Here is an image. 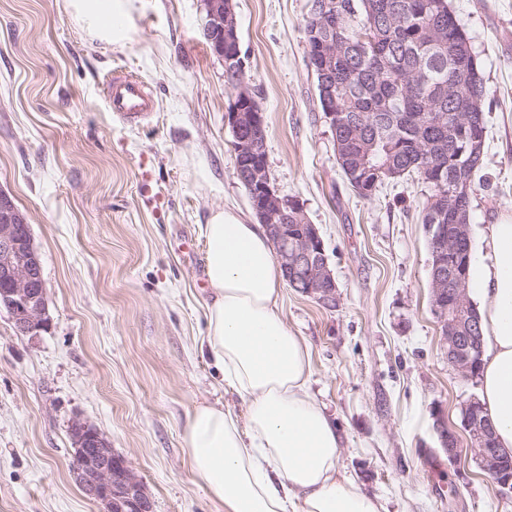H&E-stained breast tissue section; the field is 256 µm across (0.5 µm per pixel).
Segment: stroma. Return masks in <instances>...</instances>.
Returning a JSON list of instances; mask_svg holds the SVG:
<instances>
[{
	"instance_id": "1",
	"label": "stroma",
	"mask_w": 512,
	"mask_h": 512,
	"mask_svg": "<svg viewBox=\"0 0 512 512\" xmlns=\"http://www.w3.org/2000/svg\"><path fill=\"white\" fill-rule=\"evenodd\" d=\"M69 0H0V191L26 214L49 332L0 312V512H102L72 475L70 426L102 433L142 478L154 512H217L190 473L182 430L201 402L236 413L199 351L206 332L204 224L257 218L234 168V91L203 36V0H132L118 47ZM482 69L486 140L471 240L512 208V0H448ZM245 82L267 125L271 183L299 199L324 242L339 303L283 288L279 312L311 350L310 392L337 425L342 476L386 512H512L468 440L449 461L437 421L461 429L479 392L448 363L431 306L421 179L350 190L308 67L309 0H234ZM147 81L151 117L116 121L113 72Z\"/></svg>"
}]
</instances>
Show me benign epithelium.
<instances>
[{
	"label": "benign epithelium",
	"instance_id": "7a95c632",
	"mask_svg": "<svg viewBox=\"0 0 512 512\" xmlns=\"http://www.w3.org/2000/svg\"><path fill=\"white\" fill-rule=\"evenodd\" d=\"M202 30L210 50L224 58L231 47L241 56L238 20L232 0H203ZM236 91L239 107L227 113L237 145V175L251 191L252 208L263 224L286 281L301 294L325 308L338 302L336 281L323 241L304 212L303 203L280 195L271 184L263 112L253 107L244 78L225 73ZM468 189L456 185L448 190L451 224H428L433 262L430 273L431 306L439 321L442 341L447 345L448 364L462 377L476 376L483 355L477 322L463 323L469 308L468 254L470 242ZM302 231L292 234L294 225ZM10 314L14 330L21 336H37L51 329L47 288L39 252L25 214L12 198L0 190V309ZM464 429L471 431L470 447L478 467L499 486L502 497H512V474L504 470V457L496 448L491 419L482 415L477 398L460 405ZM435 429L448 460L459 453L457 431L437 420ZM75 448L73 475L83 493L103 506V512H153V501L131 462L114 452L99 431L79 420L72 422Z\"/></svg>",
	"mask_w": 512,
	"mask_h": 512
}]
</instances>
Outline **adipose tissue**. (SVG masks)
Instances as JSON below:
<instances>
[{"label": "adipose tissue", "mask_w": 512, "mask_h": 512, "mask_svg": "<svg viewBox=\"0 0 512 512\" xmlns=\"http://www.w3.org/2000/svg\"><path fill=\"white\" fill-rule=\"evenodd\" d=\"M74 15L112 44L128 39L130 0H69ZM204 347L245 419L200 403L182 441L189 469L222 512H384L340 478V436L309 392L311 354L277 311L284 277L262 225L216 209L204 227ZM473 274L486 353L479 398L497 444L512 453V210L486 225Z\"/></svg>", "instance_id": "1"}]
</instances>
